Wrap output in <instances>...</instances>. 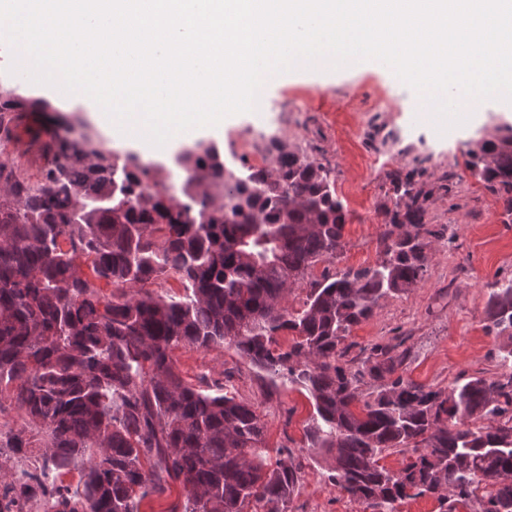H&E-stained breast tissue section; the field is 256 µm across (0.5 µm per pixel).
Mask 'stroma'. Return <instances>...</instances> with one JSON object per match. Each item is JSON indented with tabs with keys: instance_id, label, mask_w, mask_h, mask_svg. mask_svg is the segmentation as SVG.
Masks as SVG:
<instances>
[{
	"instance_id": "1",
	"label": "stroma",
	"mask_w": 512,
	"mask_h": 512,
	"mask_svg": "<svg viewBox=\"0 0 512 512\" xmlns=\"http://www.w3.org/2000/svg\"><path fill=\"white\" fill-rule=\"evenodd\" d=\"M415 98L405 83L371 67L277 80L266 87L256 111L226 127L218 146L227 162L239 165L250 156L234 150L235 139L251 137L258 151L276 136L334 170L336 193L348 210L344 247L291 288L293 310L301 308L310 281L381 260L382 236L396 208L395 177L410 176L423 186L420 203L431 231L424 276L414 288L381 300L370 319L353 327L344 361L358 368L373 345L391 344L403 356L398 375L446 391L466 378L498 372L501 341L487 329L486 306L490 284L512 279V213L472 175L467 161L475 142L506 117L489 104L481 122L441 134L419 122ZM52 102L54 112L34 114L31 128L0 122V159L34 178L47 161L30 148L32 132L90 119L69 97ZM171 356L189 385L232 388L262 416L268 446L291 450L301 485L289 512H365L331 482L327 463L307 449L314 409L305 391L262 377L228 344L178 347Z\"/></svg>"
}]
</instances>
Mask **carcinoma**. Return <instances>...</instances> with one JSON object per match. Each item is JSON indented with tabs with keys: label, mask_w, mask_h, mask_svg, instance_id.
Segmentation results:
<instances>
[{
	"label": "carcinoma",
	"mask_w": 512,
	"mask_h": 512,
	"mask_svg": "<svg viewBox=\"0 0 512 512\" xmlns=\"http://www.w3.org/2000/svg\"><path fill=\"white\" fill-rule=\"evenodd\" d=\"M53 111L0 88V112ZM271 166L241 169L213 143L175 158L183 198L143 182L164 180L138 155L108 149L81 124L53 133L51 167L36 182L0 160V512H141L175 483L186 496L169 512H287L300 472L287 448L271 450L265 422L229 390L194 388L171 352L228 341L271 381L306 391L315 416L308 448L330 479L372 512L437 497L443 512L480 500L512 512V280L487 304L505 339L500 374L471 377L449 392L399 376L363 404L358 384L393 374L402 358L376 345L361 368L341 363L351 328L381 300L421 280L422 190L396 181L394 212L374 266L310 283L298 311L288 288L343 248L347 210L333 169L268 140ZM469 169L512 212V127L469 151ZM172 278L179 297L143 290ZM125 288L103 300L98 283ZM296 340L283 348L279 333ZM392 448L417 452L398 472L380 465ZM77 469L76 485L63 476Z\"/></svg>",
	"instance_id": "cac0c4a2"
}]
</instances>
